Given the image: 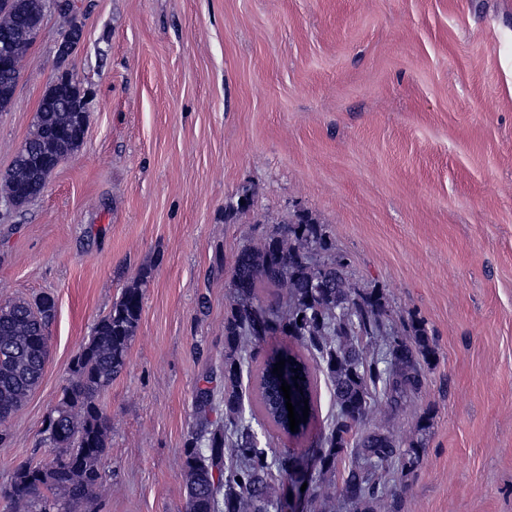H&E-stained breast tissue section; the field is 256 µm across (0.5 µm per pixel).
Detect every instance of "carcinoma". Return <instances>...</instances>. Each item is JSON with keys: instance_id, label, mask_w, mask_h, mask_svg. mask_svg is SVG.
<instances>
[{"instance_id": "carcinoma-1", "label": "carcinoma", "mask_w": 512, "mask_h": 512, "mask_svg": "<svg viewBox=\"0 0 512 512\" xmlns=\"http://www.w3.org/2000/svg\"><path fill=\"white\" fill-rule=\"evenodd\" d=\"M24 19L0 13V40L16 33ZM27 51L16 53L7 81L20 76ZM78 113L62 107V100L43 98L35 131L27 138L30 163L13 162L0 189L31 202L40 195L45 170L36 165L41 156L60 162L81 141L62 130H75ZM253 190L238 191V203L224 209V222H234L250 211ZM350 260L334 251L324 225L306 211L288 213L257 242L248 241L236 252L228 282L231 308L224 319V420L201 421L184 450L185 512H270L271 480L288 477L298 463L291 448L261 445L246 412L242 392L244 374L253 376V393L264 417L282 433L306 436L315 417L314 373L330 386L334 410L328 430L308 449L312 470L310 501L319 512H333L326 477L336 470L342 454L351 448L354 462L341 486L342 506L356 512H374L388 496V475H405L415 464L416 448L397 451L386 428L366 427L372 407L380 402L399 409L422 384L424 367L436 357L434 341L420 322L398 331L388 319L383 296L375 288L350 286ZM151 268L143 267L127 285L109 313L75 355L71 378L48 416V424L64 435L46 464L24 462L12 484L3 491L27 512H52L63 504L80 512L102 480L99 461L108 449L110 419L98 397L126 367L143 309V288ZM286 289L285 295L260 300L258 288ZM56 303L49 294L32 300L15 299L0 305V427L22 406L39 385L49 354L50 327ZM293 339L308 352L291 346L268 352L258 373H253L256 347L268 336ZM285 360L283 376L274 364ZM302 380H292V369ZM291 385V403L306 422L290 430L281 383Z\"/></svg>"}]
</instances>
